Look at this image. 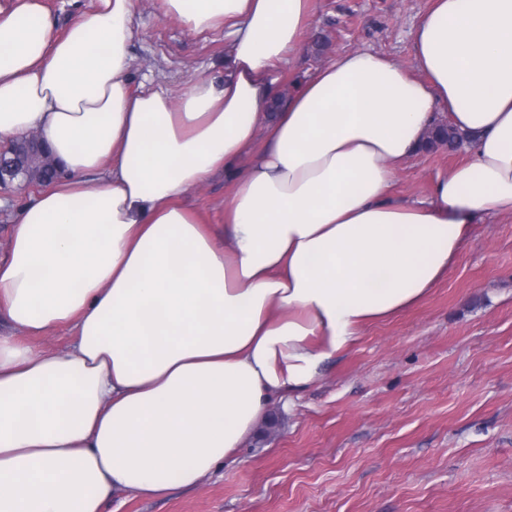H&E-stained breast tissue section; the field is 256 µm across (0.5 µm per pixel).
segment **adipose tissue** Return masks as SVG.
I'll return each mask as SVG.
<instances>
[{
    "label": "adipose tissue",
    "instance_id": "1",
    "mask_svg": "<svg viewBox=\"0 0 512 512\" xmlns=\"http://www.w3.org/2000/svg\"><path fill=\"white\" fill-rule=\"evenodd\" d=\"M163 2L223 30V77L133 84L137 0H88L63 31L43 0H0V142L39 134L62 169L0 248V512L198 484L426 297L473 224L512 216V0H432L411 65L351 50L285 96L315 0ZM440 112L470 154L399 201ZM220 173L219 232L183 199ZM62 325L67 350L40 345Z\"/></svg>",
    "mask_w": 512,
    "mask_h": 512
}]
</instances>
